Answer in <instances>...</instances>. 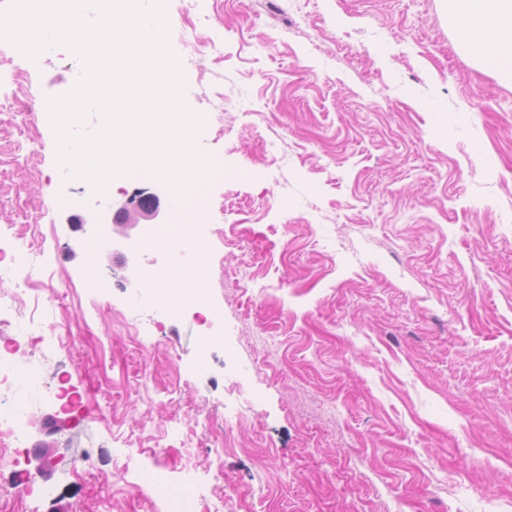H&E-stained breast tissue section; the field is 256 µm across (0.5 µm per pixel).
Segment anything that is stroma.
<instances>
[{"label":"stroma","mask_w":512,"mask_h":512,"mask_svg":"<svg viewBox=\"0 0 512 512\" xmlns=\"http://www.w3.org/2000/svg\"><path fill=\"white\" fill-rule=\"evenodd\" d=\"M166 15L205 119L201 211L174 205L179 179L120 177L102 198L71 180L45 105L78 57L0 40L9 102L32 114L0 121V242L40 280L11 304L0 264V347L79 407L32 400L25 447L0 455V512H163L123 468L141 450L171 488L204 482L197 512H512V80L463 51L448 0ZM147 196L155 224L197 226L198 307L145 298L172 257L128 247ZM106 203L130 220L98 248Z\"/></svg>","instance_id":"35a3bbf8"}]
</instances>
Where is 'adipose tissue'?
<instances>
[{
	"instance_id": "obj_1",
	"label": "adipose tissue",
	"mask_w": 512,
	"mask_h": 512,
	"mask_svg": "<svg viewBox=\"0 0 512 512\" xmlns=\"http://www.w3.org/2000/svg\"><path fill=\"white\" fill-rule=\"evenodd\" d=\"M450 13L466 31V52L486 68L512 71V0H450Z\"/></svg>"
}]
</instances>
